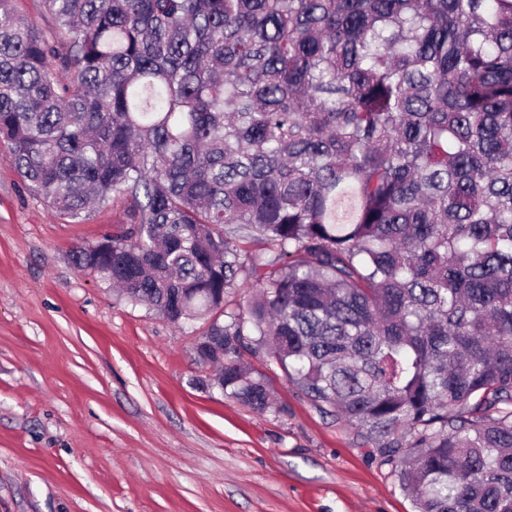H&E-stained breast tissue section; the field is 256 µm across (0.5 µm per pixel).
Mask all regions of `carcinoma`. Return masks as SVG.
<instances>
[{"instance_id": "carcinoma-1", "label": "carcinoma", "mask_w": 512, "mask_h": 512, "mask_svg": "<svg viewBox=\"0 0 512 512\" xmlns=\"http://www.w3.org/2000/svg\"><path fill=\"white\" fill-rule=\"evenodd\" d=\"M42 2L69 76L0 0V143L60 216L128 203L73 264L213 315L260 411L265 352L415 512H512V0ZM254 278L246 277L244 273L240 274L237 280V287L229 291L226 297L227 309L232 310L239 305H244L246 299L250 295L253 287H255Z\"/></svg>"}]
</instances>
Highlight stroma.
Listing matches in <instances>:
<instances>
[{
  "label": "stroma",
  "instance_id": "obj_1",
  "mask_svg": "<svg viewBox=\"0 0 512 512\" xmlns=\"http://www.w3.org/2000/svg\"><path fill=\"white\" fill-rule=\"evenodd\" d=\"M66 54L42 0H11ZM76 223L0 144V512H413L390 466L261 353L273 406L224 394L194 349L208 326L119 300L70 259L126 223Z\"/></svg>",
  "mask_w": 512,
  "mask_h": 512
}]
</instances>
